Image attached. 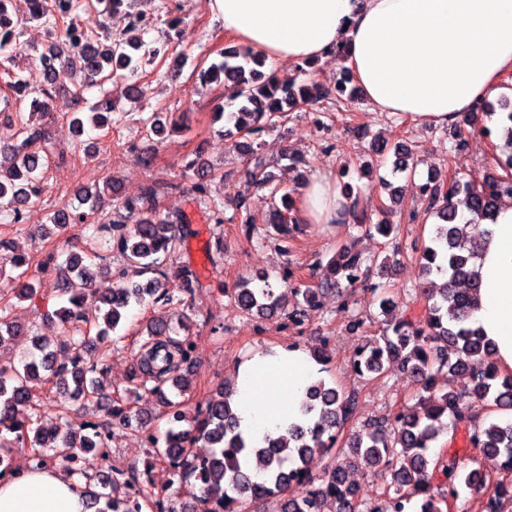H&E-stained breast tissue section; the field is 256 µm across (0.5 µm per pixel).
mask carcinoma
<instances>
[{
  "instance_id": "carcinoma-1",
  "label": "carcinoma",
  "mask_w": 512,
  "mask_h": 512,
  "mask_svg": "<svg viewBox=\"0 0 512 512\" xmlns=\"http://www.w3.org/2000/svg\"><path fill=\"white\" fill-rule=\"evenodd\" d=\"M28 14L18 16L9 10L11 0H0V77L28 112L14 113L16 141L0 158V210L11 216V223L25 220L31 199L39 194L48 168L54 160L64 161L49 138L44 119L51 112L56 93V67L78 71L80 81L72 94L80 98L86 87L112 80L119 70L132 73L145 65L164 61L168 50L144 41L132 32L147 28L144 15L131 13L130 0H88V6L110 22L122 23L118 35L101 45L81 25L80 0H29ZM32 22H42L55 31V42L40 54L41 68L34 72L18 66L16 56L20 38ZM263 60L253 52L233 46L224 49L221 59L202 67L203 84L231 86L239 99L236 111L217 112L214 118L225 121L224 137L239 147L243 142L271 131L290 120L296 109L312 107L333 95L338 103L357 94L353 76L345 71L336 82L334 92L322 89L315 81H281L258 70ZM119 100L104 94L94 105L91 124L97 130L112 129L113 113ZM254 183L269 191L275 199L269 223L282 226L299 224L294 205L295 190L274 183L271 174L258 169L251 173ZM424 200L436 218L434 230L421 247L415 249L423 279L415 293L426 302L419 319H400L382 328L378 338L364 347L359 374L377 377L387 366L397 362L417 385L416 406L376 419L347 440L339 441L344 426L355 417L356 398L323 379L311 383L301 402V412L309 417L305 424L292 423L288 435L265 440L259 447L249 443L239 430V420L229 403L230 388L219 389L205 402L191 427L182 428L186 414L182 405L163 397L167 428L163 439H151L155 455L181 478L192 477L199 483L200 496L191 512H212L210 506L221 505L227 512H248L247 504L275 498L279 512H314L326 493L336 492V512H364L357 500V489L347 482L351 466L377 469L390 476L387 493L373 512H443L440 504L458 500L460 489L484 491L490 495L491 512H501L512 504V420L502 413L512 411V375L502 374L491 361L492 344L471 321V312L479 299L480 282L473 265L477 258L476 241L466 232L469 224L456 223L458 208L473 215V220L494 222L503 195L512 196V153L502 172L479 179L449 181L438 174L428 175ZM115 189L112 178L103 187L84 188L78 192L77 204H65L53 212L49 221L57 229L69 224L103 222L113 230V240L124 256L126 265L112 274L84 263L83 257L71 252L62 262L55 256L48 263L59 270L61 302L51 317L57 319L69 336H76L77 358L71 367L57 364L50 342L33 327L0 314V348L23 337L39 354L20 370L0 368V433L14 435L13 441L33 449V468L46 467L43 449L60 442L83 454L91 448L109 447V435L100 424L68 419L66 405H61L65 423L46 431L31 428V420L20 418L22 411L36 406L39 393L51 385L69 390L85 406L99 405L104 388L94 374L98 364H81L89 345L107 350L108 337L116 332L127 313L135 307H156L172 303L174 297L163 287L167 273L163 266L176 261L181 237L176 233L180 219L161 214L158 207L159 186L144 187L140 197L115 205L119 219L105 218L100 212L101 197ZM191 191L208 206L216 223L224 222L223 203L210 198L208 184L200 178ZM26 258L21 254L0 256L1 296L18 301L36 302L35 286L27 279ZM333 278L313 288H275L264 275L261 288L252 287L248 278L233 289L231 296L237 310L248 316L272 318L286 315L295 323L306 317V308H316L328 291L351 287L370 271L363 259L348 246H342L329 259ZM182 279V290L194 296L200 282L187 265L174 266ZM152 274L146 281H135L130 274ZM97 287L102 308L89 319L81 311L84 292ZM147 340L136 355L134 376L142 385L174 383L181 392L188 381L180 368L192 361L195 344L189 326L175 331L160 314L150 317L145 327ZM467 376L461 391L438 390L444 373ZM482 401L489 412L498 414L486 422L473 419V402ZM109 414L120 418V425L133 430L142 418L130 407H112ZM447 418L453 427H466V442L479 451L474 467L464 470L454 454L434 452L438 431L433 423ZM203 442L210 448L205 464H195L191 457L194 444ZM319 455L327 459L320 474L309 471V460ZM254 457L262 462L263 475L253 479L243 469L241 460ZM306 487L302 497H291L297 485ZM101 490L90 495L98 504L97 512H142L143 502L153 497L148 492L134 496L119 494L113 478L101 479Z\"/></svg>"
}]
</instances>
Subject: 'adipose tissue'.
I'll use <instances>...</instances> for the list:
<instances>
[{"mask_svg": "<svg viewBox=\"0 0 512 512\" xmlns=\"http://www.w3.org/2000/svg\"><path fill=\"white\" fill-rule=\"evenodd\" d=\"M224 29L266 69L344 49L364 99L378 111L436 125L492 98L512 69V0H209ZM346 199L333 173H311L296 206L307 224H332ZM482 281L475 326L512 374V204L487 225L476 263ZM318 366L293 346L252 353L237 368L233 402L244 437L262 445L299 421ZM0 512H88L83 482L61 468L0 475Z\"/></svg>", "mask_w": 512, "mask_h": 512, "instance_id": "obj_1", "label": "adipose tissue"}]
</instances>
